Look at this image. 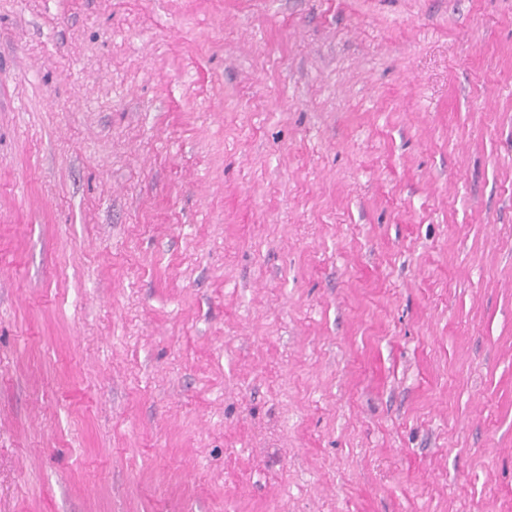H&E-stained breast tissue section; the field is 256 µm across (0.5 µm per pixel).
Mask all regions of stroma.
Returning a JSON list of instances; mask_svg holds the SVG:
<instances>
[{
  "mask_svg": "<svg viewBox=\"0 0 512 512\" xmlns=\"http://www.w3.org/2000/svg\"><path fill=\"white\" fill-rule=\"evenodd\" d=\"M0 512H512V0H0Z\"/></svg>",
  "mask_w": 512,
  "mask_h": 512,
  "instance_id": "obj_1",
  "label": "stroma"
}]
</instances>
